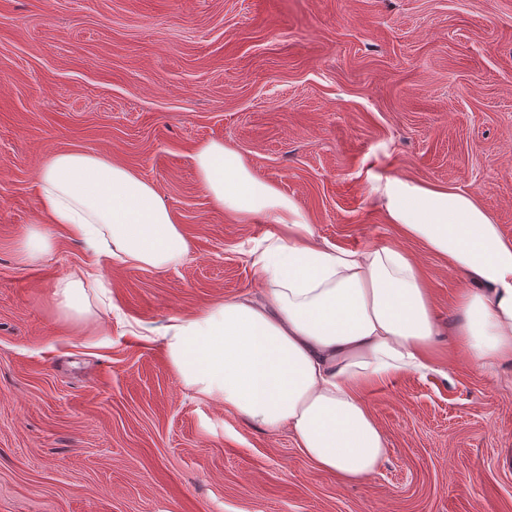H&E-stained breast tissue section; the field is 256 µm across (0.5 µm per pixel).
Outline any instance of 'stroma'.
<instances>
[{"mask_svg":"<svg viewBox=\"0 0 512 512\" xmlns=\"http://www.w3.org/2000/svg\"><path fill=\"white\" fill-rule=\"evenodd\" d=\"M224 140L320 242H398L366 185L400 173L477 195L512 237V0H0V512H512V368L456 360L366 390L388 444L340 482L291 429L185 389L139 324L257 295L247 243L192 162ZM104 154L153 183L184 264L99 263L106 301L63 317L86 264L48 225L22 260L51 153ZM441 328L459 278L416 243ZM52 248V239L38 224L30 228L26 239L21 245V256L24 260H33L47 254Z\"/></svg>","mask_w":512,"mask_h":512,"instance_id":"obj_1","label":"stroma"}]
</instances>
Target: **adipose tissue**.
<instances>
[{
	"instance_id": "ef3b65f1",
	"label": "adipose tissue",
	"mask_w": 512,
	"mask_h": 512,
	"mask_svg": "<svg viewBox=\"0 0 512 512\" xmlns=\"http://www.w3.org/2000/svg\"><path fill=\"white\" fill-rule=\"evenodd\" d=\"M192 159L207 194L236 223L277 225L249 250L264 289L140 326L139 336L161 340L197 395L223 400L256 426L290 427L319 468L344 482L367 480L387 444L361 392L437 368L441 330L420 263L395 244L351 250L319 242L296 202L223 141L199 144ZM38 184L43 222L30 228L22 258L51 250L49 224L86 247L85 269L52 291L64 316L89 314L85 282L101 257L166 270L188 254L155 186L109 156L54 153ZM368 195L402 238L442 258L461 280L451 331L457 354L481 369L512 367V238L472 194L390 174L371 178Z\"/></svg>"
}]
</instances>
